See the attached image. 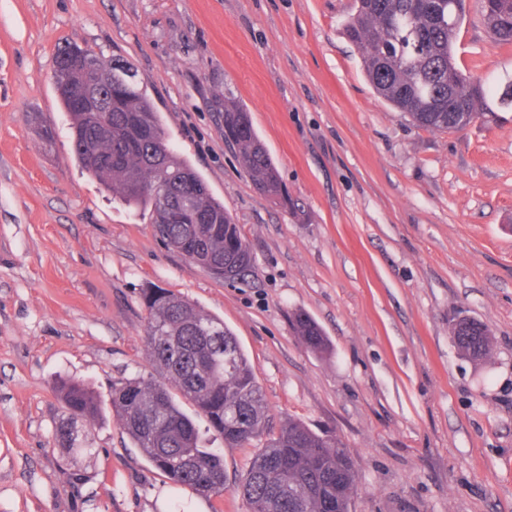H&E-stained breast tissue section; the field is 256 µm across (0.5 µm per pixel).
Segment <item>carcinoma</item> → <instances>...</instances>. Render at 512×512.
<instances>
[{
    "mask_svg": "<svg viewBox=\"0 0 512 512\" xmlns=\"http://www.w3.org/2000/svg\"><path fill=\"white\" fill-rule=\"evenodd\" d=\"M484 21L498 44L512 45V0H482ZM465 19L464 0H357L346 36L361 52L364 74L395 111L420 127L459 132L483 112L512 108V76L488 87L457 65L454 47ZM79 65L87 72L77 86L91 104L110 112H81L70 91L58 93L73 130V152L84 169L125 204L151 213L157 235L217 279L252 272V256L240 228L206 180L178 157L147 90L124 83L116 60L84 53L76 44L60 48L55 66ZM224 141L238 153L254 185L283 197L275 163L247 110L224 100ZM147 344L160 379H126L110 391L109 405L150 465L178 491L220 495L225 489L224 450L267 436L268 414L253 365L224 322L162 288H146ZM295 329L310 350L324 353L328 339L309 316ZM452 343L465 357L486 359L493 347L481 322L457 316ZM56 391L65 409L56 440L76 447L78 422L103 416V403L86 381L61 378ZM207 421L200 430L180 402ZM357 487L354 462L344 444L299 420H288L268 436L253 457L239 489L251 512H349Z\"/></svg>",
    "mask_w": 512,
    "mask_h": 512,
    "instance_id": "1",
    "label": "carcinoma"
}]
</instances>
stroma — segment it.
I'll return each mask as SVG.
<instances>
[{
	"label": "stroma",
	"instance_id": "obj_1",
	"mask_svg": "<svg viewBox=\"0 0 512 512\" xmlns=\"http://www.w3.org/2000/svg\"><path fill=\"white\" fill-rule=\"evenodd\" d=\"M355 0H0V512H170L173 490L113 412L56 442L58 378H156L141 292L224 321L250 358L269 425L335 435L357 473L351 512H512V109L458 133L377 96L343 28ZM127 61L175 152L208 182L254 259L214 279L75 160L53 82L69 42ZM455 57L492 85L512 47L470 0ZM247 107L286 191L253 186L224 143ZM54 127L45 141L41 125ZM486 324L464 358L448 322ZM303 312L330 351L308 350ZM262 447L224 451L226 488L186 512H249L237 484ZM449 335L458 351L471 360H484L492 351V334L479 321H469L467 317H454L449 325Z\"/></svg>",
	"mask_w": 512,
	"mask_h": 512
}]
</instances>
